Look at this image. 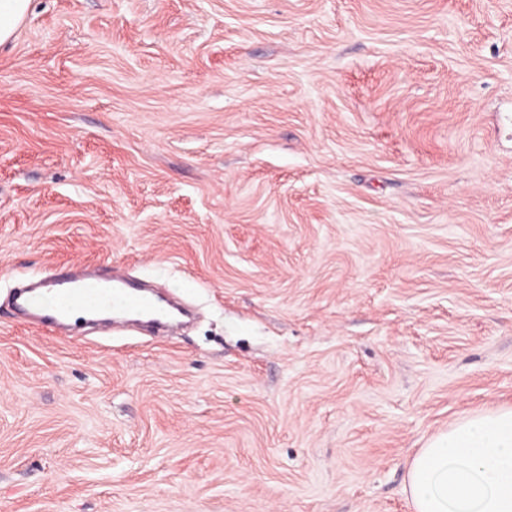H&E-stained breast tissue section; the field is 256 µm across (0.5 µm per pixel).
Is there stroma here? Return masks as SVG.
Listing matches in <instances>:
<instances>
[{
  "label": "stroma",
  "mask_w": 512,
  "mask_h": 512,
  "mask_svg": "<svg viewBox=\"0 0 512 512\" xmlns=\"http://www.w3.org/2000/svg\"><path fill=\"white\" fill-rule=\"evenodd\" d=\"M198 318L66 337L16 279ZM512 405V0H32L0 47V512H412ZM146 293L150 291L138 289L131 280L103 276L95 269L71 267L67 272L30 276L22 287L14 289L12 305L31 323L68 336L76 334V324L69 314L84 309L103 317L99 324L105 328L135 322L141 316L158 325L170 322L168 304ZM113 299H120L121 305L115 306Z\"/></svg>",
  "instance_id": "35a3bbf8"
}]
</instances>
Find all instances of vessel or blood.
I'll return each mask as SVG.
<instances>
[{"label": "vessel or blood", "instance_id": "obj_1", "mask_svg": "<svg viewBox=\"0 0 512 512\" xmlns=\"http://www.w3.org/2000/svg\"><path fill=\"white\" fill-rule=\"evenodd\" d=\"M12 305L31 323L68 336L76 332L71 313L84 309L99 316L106 328L142 316L162 325L172 317L166 302L150 297L133 281L80 267L29 277L14 289Z\"/></svg>", "mask_w": 512, "mask_h": 512}]
</instances>
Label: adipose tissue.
<instances>
[{"label":"adipose tissue","mask_w":512,"mask_h":512,"mask_svg":"<svg viewBox=\"0 0 512 512\" xmlns=\"http://www.w3.org/2000/svg\"><path fill=\"white\" fill-rule=\"evenodd\" d=\"M413 512H512V407L470 414L412 459Z\"/></svg>","instance_id":"ef3b65f1"}]
</instances>
